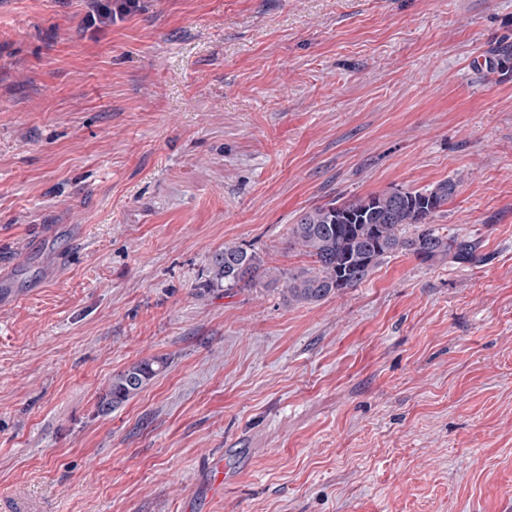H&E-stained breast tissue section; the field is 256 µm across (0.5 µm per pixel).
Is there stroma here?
Listing matches in <instances>:
<instances>
[{"label":"stroma","mask_w":512,"mask_h":512,"mask_svg":"<svg viewBox=\"0 0 512 512\" xmlns=\"http://www.w3.org/2000/svg\"><path fill=\"white\" fill-rule=\"evenodd\" d=\"M87 11L0 0V512H512V0ZM446 179L478 265L206 285L224 245L307 267L304 210ZM89 10L86 13L87 27L109 25L119 18H124L138 10V0H121L112 8V0H89ZM165 367L162 358L141 360L113 374L99 401V411L107 413L138 395Z\"/></svg>","instance_id":"obj_1"}]
</instances>
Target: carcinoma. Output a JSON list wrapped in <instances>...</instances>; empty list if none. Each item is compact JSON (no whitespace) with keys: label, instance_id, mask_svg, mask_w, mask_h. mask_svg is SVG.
<instances>
[{"label":"carcinoma","instance_id":"cac0c4a2","mask_svg":"<svg viewBox=\"0 0 512 512\" xmlns=\"http://www.w3.org/2000/svg\"><path fill=\"white\" fill-rule=\"evenodd\" d=\"M456 188L454 181L445 180L427 189L396 190L316 206L299 216L288 237V248L309 256L310 267L281 272L264 266L255 253L231 244L212 255L211 284L243 288L262 277L282 280L288 303L298 305L359 286L384 258L396 253L410 254L423 264L449 257L457 264L474 266L481 258L472 241L443 235L433 226ZM164 367L161 358L145 359L112 375L99 411L107 413L134 398Z\"/></svg>","mask_w":512,"mask_h":512}]
</instances>
